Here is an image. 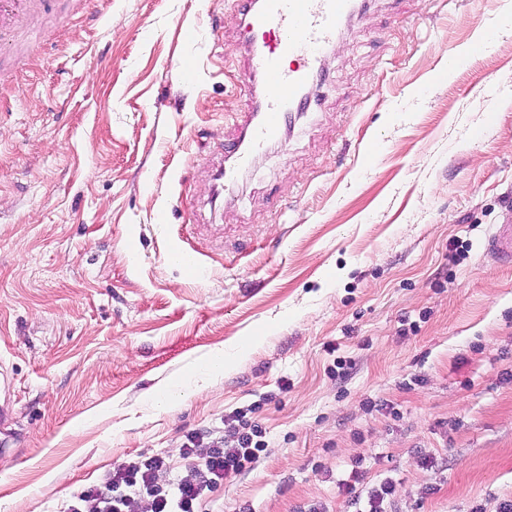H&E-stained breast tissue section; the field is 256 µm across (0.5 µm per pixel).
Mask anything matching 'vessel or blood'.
Masks as SVG:
<instances>
[{"label":"vessel or blood","mask_w":512,"mask_h":512,"mask_svg":"<svg viewBox=\"0 0 512 512\" xmlns=\"http://www.w3.org/2000/svg\"><path fill=\"white\" fill-rule=\"evenodd\" d=\"M249 18L244 38L252 74L262 90L245 113L243 135L214 174L215 185L232 190L252 158L279 139L292 113L308 108L328 47L356 10L355 0H242ZM32 0H0V34L32 11ZM487 252L512 262V225H496Z\"/></svg>","instance_id":"obj_1"}]
</instances>
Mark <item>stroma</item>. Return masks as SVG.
<instances>
[{
	"instance_id": "1",
	"label": "stroma",
	"mask_w": 512,
	"mask_h": 512,
	"mask_svg": "<svg viewBox=\"0 0 512 512\" xmlns=\"http://www.w3.org/2000/svg\"><path fill=\"white\" fill-rule=\"evenodd\" d=\"M509 11L364 0L215 207L250 99L238 0H44L0 46V512H60L135 456L192 478L188 439L233 444L238 411L267 448L206 512H348L356 468L394 478L391 512H500ZM487 252L499 262H512V225L498 224L494 227L486 243Z\"/></svg>"
}]
</instances>
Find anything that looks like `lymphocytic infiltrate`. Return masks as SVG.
Wrapping results in <instances>:
<instances>
[{
	"mask_svg": "<svg viewBox=\"0 0 512 512\" xmlns=\"http://www.w3.org/2000/svg\"><path fill=\"white\" fill-rule=\"evenodd\" d=\"M235 420V445L227 448L222 441H214L199 459L195 458L193 447L184 446V456L196 460L194 479H168V466L158 456L126 462L118 465L102 484L78 492L64 512H139L146 499L153 512H203L208 494L224 480L243 472L265 448L258 424L242 412L236 413Z\"/></svg>",
	"mask_w": 512,
	"mask_h": 512,
	"instance_id": "1",
	"label": "lymphocytic infiltrate"
}]
</instances>
